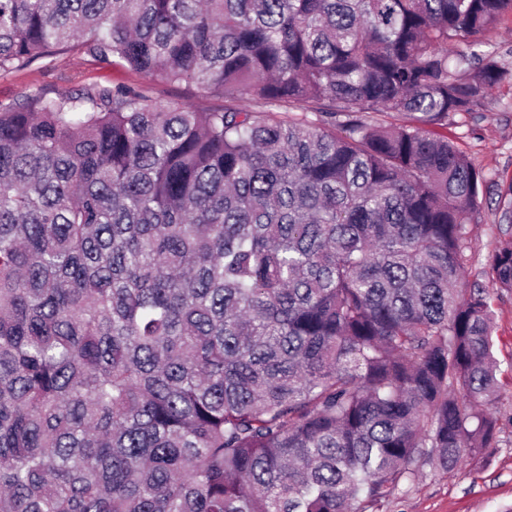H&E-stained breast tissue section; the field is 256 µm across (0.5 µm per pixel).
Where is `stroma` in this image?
<instances>
[{
	"label": "stroma",
	"instance_id": "1",
	"mask_svg": "<svg viewBox=\"0 0 512 512\" xmlns=\"http://www.w3.org/2000/svg\"><path fill=\"white\" fill-rule=\"evenodd\" d=\"M480 39L484 50L508 70L509 76L483 111L454 115L448 134L488 184L467 227L471 259L464 279L483 289L494 312L495 352L502 383L495 405L499 443L464 457L449 470L424 464L414 480L401 481L390 495L370 504L366 512H506L512 508V292L498 288L488 265L505 227L502 213L506 203L499 190L512 182V16H506ZM96 83H122L143 89L153 103L161 106L187 103L204 111L224 104L223 97L204 93L196 85L170 83L100 64L76 50L1 76L0 103L23 99L35 90L51 97L67 95Z\"/></svg>",
	"mask_w": 512,
	"mask_h": 512
}]
</instances>
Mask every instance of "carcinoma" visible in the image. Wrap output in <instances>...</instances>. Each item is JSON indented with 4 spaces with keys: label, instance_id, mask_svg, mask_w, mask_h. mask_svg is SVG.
<instances>
[{
    "label": "carcinoma",
    "instance_id": "obj_1",
    "mask_svg": "<svg viewBox=\"0 0 512 512\" xmlns=\"http://www.w3.org/2000/svg\"><path fill=\"white\" fill-rule=\"evenodd\" d=\"M509 13L0 0V76L75 49L224 97L0 104V512H364L497 447L448 119L506 80L471 37ZM490 270L512 292V239Z\"/></svg>",
    "mask_w": 512,
    "mask_h": 512
}]
</instances>
